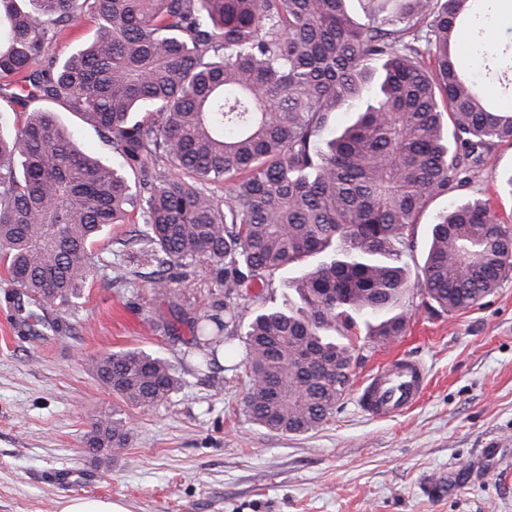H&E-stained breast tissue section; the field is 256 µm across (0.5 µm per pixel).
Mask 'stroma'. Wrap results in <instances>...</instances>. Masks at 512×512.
<instances>
[{
	"mask_svg": "<svg viewBox=\"0 0 512 512\" xmlns=\"http://www.w3.org/2000/svg\"><path fill=\"white\" fill-rule=\"evenodd\" d=\"M89 153L116 156L79 114L56 110ZM512 171V143L485 154L470 185L432 200L403 258L421 276L436 216L456 202L489 200L512 225V196L492 173ZM140 212L112 225L93 257L131 274L113 282L106 268L90 278L63 338L20 339L0 267V512H57L64 497L124 503L130 512H512V276L479 305L437 313L412 290L407 323L385 342L362 335L348 390L318 428L282 434L243 413L251 386L243 337L227 343L219 366L197 372L184 357L187 325L169 334L158 315L177 302L201 313L224 297L208 273L177 283L169 301L147 281L153 267L129 245L145 234ZM138 348L169 361L180 385L151 410L122 405L92 374L91 358ZM420 360L428 386L411 409L376 420L358 404V387L396 357ZM121 408L132 428L127 447L84 451L99 415Z\"/></svg>",
	"mask_w": 512,
	"mask_h": 512,
	"instance_id": "35a3bbf8",
	"label": "stroma"
}]
</instances>
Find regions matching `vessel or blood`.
Here are the masks:
<instances>
[{
	"label": "vessel or blood",
	"mask_w": 512,
	"mask_h": 512,
	"mask_svg": "<svg viewBox=\"0 0 512 512\" xmlns=\"http://www.w3.org/2000/svg\"><path fill=\"white\" fill-rule=\"evenodd\" d=\"M427 383L425 367L409 357H399L379 367L362 382L360 408L374 418H389L413 407Z\"/></svg>",
	"instance_id": "b4317fda"
}]
</instances>
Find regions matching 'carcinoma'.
<instances>
[{
    "label": "carcinoma",
    "mask_w": 512,
    "mask_h": 512,
    "mask_svg": "<svg viewBox=\"0 0 512 512\" xmlns=\"http://www.w3.org/2000/svg\"><path fill=\"white\" fill-rule=\"evenodd\" d=\"M346 2L0 0L10 99L67 105L121 159L116 168L86 154L50 110L13 129L0 122V262L20 336L71 331L75 299L99 270L92 246L138 208L161 300L201 265L224 287V302L202 314L169 303L200 372L243 327L241 302L265 299L277 271L298 269L301 304L270 305L245 326L244 413L285 434L327 419L350 385L356 318L383 340L404 328L393 310L411 288L403 256L420 213L512 143V112L485 93L474 63L461 65L456 37L473 0H395L363 23ZM87 15L94 39L49 55L56 34ZM511 49L487 46L486 78L507 77ZM343 108L355 120L329 132ZM511 274L512 229L489 200L437 216L419 287L441 311L474 307ZM91 371L140 408L179 384L173 365L142 350L107 353ZM130 438L114 410L93 424L86 452Z\"/></svg>",
    "instance_id": "1"
}]
</instances>
